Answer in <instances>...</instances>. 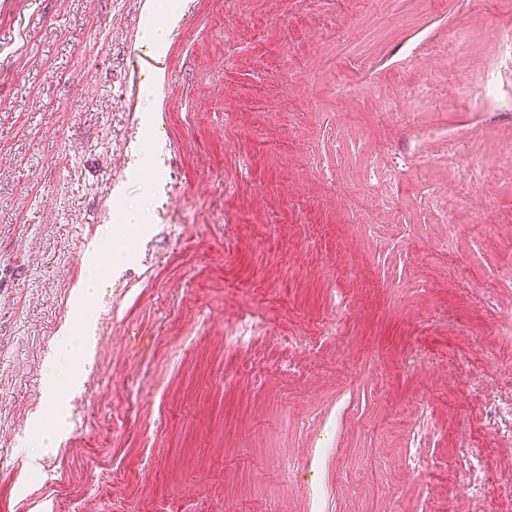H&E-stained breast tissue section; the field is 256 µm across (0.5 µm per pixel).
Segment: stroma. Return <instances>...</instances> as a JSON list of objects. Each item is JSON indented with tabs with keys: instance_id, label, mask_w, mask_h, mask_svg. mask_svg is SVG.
Wrapping results in <instances>:
<instances>
[{
	"instance_id": "1",
	"label": "stroma",
	"mask_w": 512,
	"mask_h": 512,
	"mask_svg": "<svg viewBox=\"0 0 512 512\" xmlns=\"http://www.w3.org/2000/svg\"><path fill=\"white\" fill-rule=\"evenodd\" d=\"M146 2L0 0V512H512V0ZM506 104L508 110L512 109L511 92H504L499 89L497 83L492 80L487 83L484 89L477 91L473 97V110L481 112L488 105ZM118 249L119 248H115V247L109 248L106 260L103 258V256H101V257L92 258L86 262V269H87L88 275H87L85 281L88 284H87L86 288L83 289L84 296H90L95 293L96 277H97V275H99V272L102 269V267L106 263L112 264V260L120 259V253L114 252V251H118ZM79 338L70 336L59 348L55 347L50 358V365L55 364V375L47 378V397L56 404L52 419L57 427L66 424V414L61 409L63 384L72 386L79 377L80 367L75 365L81 355Z\"/></svg>"
}]
</instances>
